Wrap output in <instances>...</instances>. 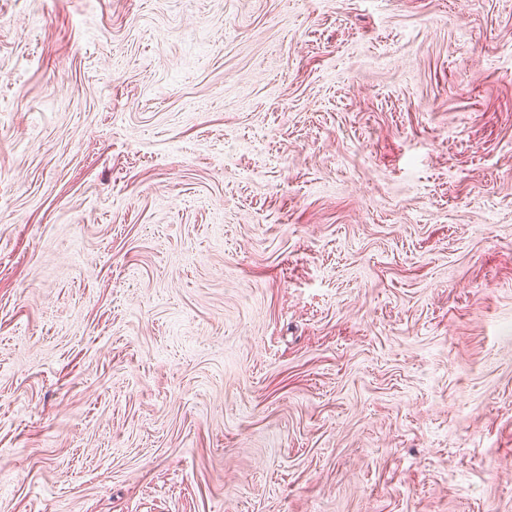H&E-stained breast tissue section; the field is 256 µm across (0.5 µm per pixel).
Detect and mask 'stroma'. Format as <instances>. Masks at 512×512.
Here are the masks:
<instances>
[{"instance_id":"stroma-1","label":"stroma","mask_w":512,"mask_h":512,"mask_svg":"<svg viewBox=\"0 0 512 512\" xmlns=\"http://www.w3.org/2000/svg\"><path fill=\"white\" fill-rule=\"evenodd\" d=\"M0 512H512V0H0Z\"/></svg>"}]
</instances>
